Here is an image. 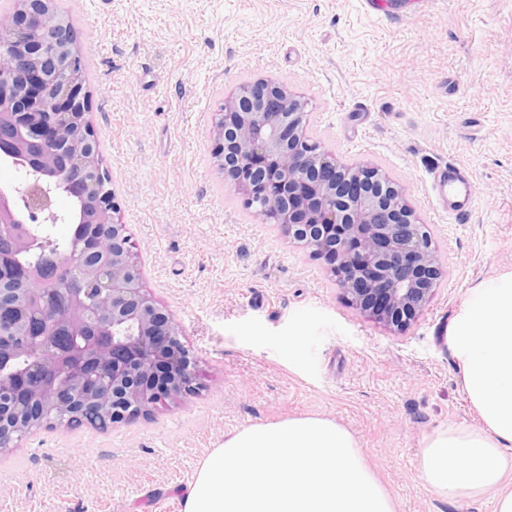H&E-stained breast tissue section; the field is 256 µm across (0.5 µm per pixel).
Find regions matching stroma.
Listing matches in <instances>:
<instances>
[{
	"instance_id": "obj_1",
	"label": "stroma",
	"mask_w": 512,
	"mask_h": 512,
	"mask_svg": "<svg viewBox=\"0 0 512 512\" xmlns=\"http://www.w3.org/2000/svg\"><path fill=\"white\" fill-rule=\"evenodd\" d=\"M89 119L145 284L173 313L198 394L100 430L39 428L0 453V512H183L229 431L315 416L345 427L396 512H494L439 497L424 442L478 428L450 331L473 292L512 275V0H64ZM273 78L312 105L309 132L402 185L448 276L411 324L349 307L319 260L228 190L212 122L239 84ZM475 188L458 223L438 168Z\"/></svg>"
}]
</instances>
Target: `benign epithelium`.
I'll return each instance as SVG.
<instances>
[{
    "label": "benign epithelium",
    "mask_w": 512,
    "mask_h": 512,
    "mask_svg": "<svg viewBox=\"0 0 512 512\" xmlns=\"http://www.w3.org/2000/svg\"><path fill=\"white\" fill-rule=\"evenodd\" d=\"M83 55L56 0L0 15V452L40 427L146 416L201 382L173 314L147 292L103 187ZM309 102L272 79L236 87L213 118L225 185L321 260L355 309L398 329L445 274L403 188L308 134ZM72 210L61 215L53 197ZM83 224L60 246L50 228ZM38 251V259L22 257Z\"/></svg>",
    "instance_id": "1"
}]
</instances>
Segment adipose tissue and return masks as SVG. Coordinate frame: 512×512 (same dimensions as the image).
<instances>
[{"label": "adipose tissue", "mask_w": 512, "mask_h": 512, "mask_svg": "<svg viewBox=\"0 0 512 512\" xmlns=\"http://www.w3.org/2000/svg\"><path fill=\"white\" fill-rule=\"evenodd\" d=\"M451 336L483 426L436 432L423 445L420 470L442 497H477L512 469V277L477 289Z\"/></svg>", "instance_id": "obj_1"}]
</instances>
